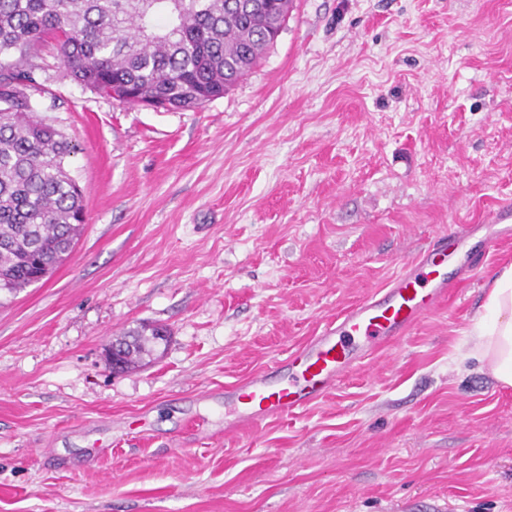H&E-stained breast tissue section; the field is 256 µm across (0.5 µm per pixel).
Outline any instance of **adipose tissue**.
Returning <instances> with one entry per match:
<instances>
[{"label": "adipose tissue", "mask_w": 512, "mask_h": 512, "mask_svg": "<svg viewBox=\"0 0 512 512\" xmlns=\"http://www.w3.org/2000/svg\"><path fill=\"white\" fill-rule=\"evenodd\" d=\"M486 316L474 329L476 356L499 385L512 388V264L495 277L486 303Z\"/></svg>", "instance_id": "adipose-tissue-1"}]
</instances>
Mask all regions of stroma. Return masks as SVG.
I'll use <instances>...</instances> for the list:
<instances>
[{"instance_id": "1", "label": "stroma", "mask_w": 512, "mask_h": 512, "mask_svg": "<svg viewBox=\"0 0 512 512\" xmlns=\"http://www.w3.org/2000/svg\"><path fill=\"white\" fill-rule=\"evenodd\" d=\"M28 97L75 147L87 221L0 294V512H512V389L470 334L512 241L303 411L224 432L226 389L512 208V0H293L197 109L59 64ZM144 324L167 343L112 373Z\"/></svg>"}]
</instances>
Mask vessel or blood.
Listing matches in <instances>:
<instances>
[{"label":"vessel or blood","mask_w":512,"mask_h":512,"mask_svg":"<svg viewBox=\"0 0 512 512\" xmlns=\"http://www.w3.org/2000/svg\"><path fill=\"white\" fill-rule=\"evenodd\" d=\"M496 231L481 235L480 225L466 224L453 232L452 243H437L405 264L386 288L337 315L321 332L291 355L288 373L275 384L253 376L237 384L232 394L236 427L282 418L308 407L333 389L344 376L364 365L371 354L406 336L428 312L448 298V266L472 272L479 263L466 242L481 235L483 248L512 238V210L490 217Z\"/></svg>","instance_id":"1"}]
</instances>
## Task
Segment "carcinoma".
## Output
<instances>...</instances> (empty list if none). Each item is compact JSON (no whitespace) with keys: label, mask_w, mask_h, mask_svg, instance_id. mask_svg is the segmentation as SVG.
I'll return each mask as SVG.
<instances>
[{"label":"carcinoma","mask_w":512,"mask_h":512,"mask_svg":"<svg viewBox=\"0 0 512 512\" xmlns=\"http://www.w3.org/2000/svg\"><path fill=\"white\" fill-rule=\"evenodd\" d=\"M291 0H0V291L34 284L72 252L85 221L67 137L36 119L56 43L79 85L129 105L198 108L224 96L274 44ZM159 325L118 341L122 372L155 355Z\"/></svg>","instance_id":"carcinoma-1"}]
</instances>
